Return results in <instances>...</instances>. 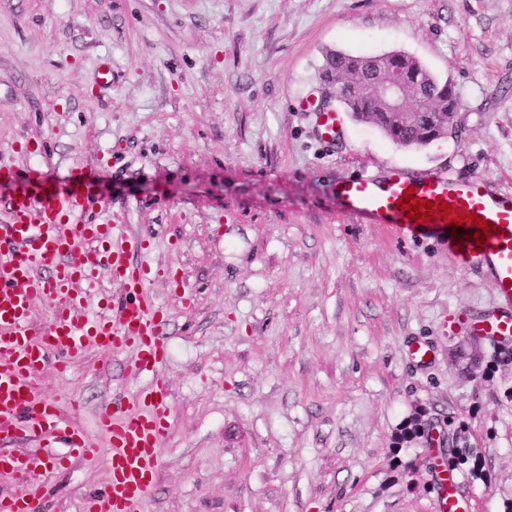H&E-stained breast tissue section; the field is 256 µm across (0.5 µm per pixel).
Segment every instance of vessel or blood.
<instances>
[{"instance_id": "b4317fda", "label": "vessel or blood", "mask_w": 512, "mask_h": 512, "mask_svg": "<svg viewBox=\"0 0 512 512\" xmlns=\"http://www.w3.org/2000/svg\"><path fill=\"white\" fill-rule=\"evenodd\" d=\"M95 172L84 166L60 177L52 170L20 169L0 162V178L17 189L0 202V477L23 481L43 465L31 452L4 447L17 432L30 439L64 440L68 451L57 467L72 460L95 459L100 450L69 422L59 400L40 394L37 373L45 365L65 372L93 346L125 351L129 368L150 376L132 399H113L98 411L95 425L107 441L109 480L104 490L85 498L80 512H141L155 484L162 441L170 432L171 407L162 363L168 324L164 308L149 295L150 268L142 239L116 238L109 223H92L85 213L92 199ZM414 198L461 209L458 225L434 218L410 219L399 201ZM336 201L344 214L379 224L402 236L433 237L467 265L484 268L500 308L477 320L472 330L494 344L512 341V194L495 189L485 176L454 180L393 169L385 180L370 176L337 183ZM489 223L490 233L477 241L469 215ZM124 290L113 309L84 315L85 288L101 270ZM53 317L35 327L36 303ZM27 489L0 492V512H38Z\"/></svg>"}]
</instances>
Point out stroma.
Here are the masks:
<instances>
[{
  "label": "stroma",
  "instance_id": "obj_1",
  "mask_svg": "<svg viewBox=\"0 0 512 512\" xmlns=\"http://www.w3.org/2000/svg\"><path fill=\"white\" fill-rule=\"evenodd\" d=\"M336 49L451 79L453 133L402 148L342 111L322 142L299 102L323 99ZM104 59L112 85L90 94ZM0 160L92 166L89 219L149 242L172 411L142 512H439L436 458L472 448L457 496L512 512V343L502 361L472 331L500 304L491 279L335 197L394 167L512 192V0H0ZM127 363L94 346L41 372L101 449L60 470L57 443L11 441L46 462L27 483L43 512L104 489L96 413L148 383Z\"/></svg>",
  "mask_w": 512,
  "mask_h": 512
}]
</instances>
